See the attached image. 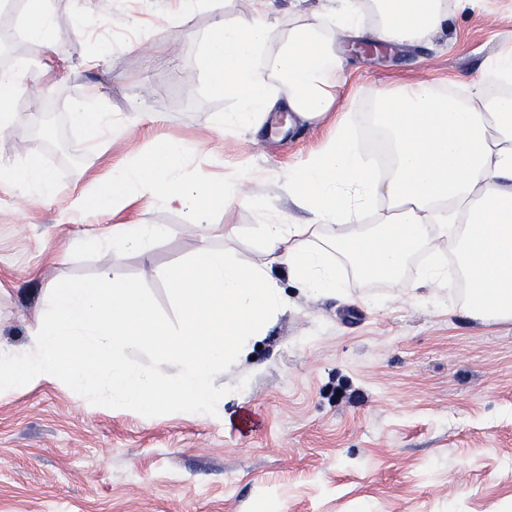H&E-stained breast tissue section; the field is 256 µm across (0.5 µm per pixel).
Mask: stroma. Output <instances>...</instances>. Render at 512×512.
Masks as SVG:
<instances>
[{
    "instance_id": "1",
    "label": "stroma",
    "mask_w": 512,
    "mask_h": 512,
    "mask_svg": "<svg viewBox=\"0 0 512 512\" xmlns=\"http://www.w3.org/2000/svg\"><path fill=\"white\" fill-rule=\"evenodd\" d=\"M59 64L41 46H0L29 68L46 69L13 104L0 135V163L39 157L55 181L52 200L34 204L0 188V344L22 346L47 281H91L100 266L139 282L156 315L175 321L166 273L201 245L188 216L143 196L135 209L69 203L111 167L144 162L156 139L192 145L190 165L218 178L246 176L245 189L267 214L216 209L234 227L229 242L244 261L259 259L257 227L282 212L296 223L283 182L331 135L336 117L289 132L269 113L255 130L218 135L235 102L213 91L198 57L218 15L250 16L249 0L169 18L173 0H50ZM512 44V0L454 14L424 43L349 61L338 109L375 134L363 86L395 89L426 80L456 86ZM100 53L102 68L86 59ZM95 98L124 119L127 134L105 140L72 123L73 100ZM135 219L170 227L150 260L110 254L93 239ZM419 275L396 281L349 278L347 297H312L286 272L288 310L269 327L254 358L215 379L232 389L224 418L201 423L180 414L147 419L128 408L87 411L63 385L0 395V512H512V325H478L448 307L447 290L409 298Z\"/></svg>"
}]
</instances>
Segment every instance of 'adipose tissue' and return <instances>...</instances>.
Returning a JSON list of instances; mask_svg holds the SVG:
<instances>
[{"instance_id": "ef3b65f1", "label": "adipose tissue", "mask_w": 512, "mask_h": 512, "mask_svg": "<svg viewBox=\"0 0 512 512\" xmlns=\"http://www.w3.org/2000/svg\"><path fill=\"white\" fill-rule=\"evenodd\" d=\"M250 2L247 21L215 20L200 48L212 88L237 102L218 122L227 133L282 108L292 124L317 122L337 109L346 66L338 38L368 34L417 45L447 26L449 8L472 11L483 0H335L334 9L297 14L274 49L270 0ZM21 27L27 41L61 54L48 0H27ZM494 77L512 81V48L468 76L460 96H438L424 81L391 92L364 87L389 157L385 174L362 157L351 126L338 120L334 135L283 184L309 222L294 224L281 214L260 225L262 259L255 263L212 246L225 230L210 216L220 207L261 210L264 202L246 193L242 179L217 182L190 168L184 144L157 141L149 162L114 171L111 185H91L72 210L99 200L122 207L142 188L190 216L205 244L167 275L176 322L160 320L140 286L117 279L107 265L90 282L47 283L27 344L0 346V394L61 381L91 408L223 419L226 391L216 376L288 306L274 270L287 271L306 293L341 295L350 275L400 277L411 256L433 252L441 237L465 283L464 291L449 290V304L483 325L512 324V95L489 94ZM0 185L36 202L55 192L51 173L34 156L19 166L1 164ZM381 202L385 212L365 224ZM170 232L157 224H115L100 241L114 253L145 257Z\"/></svg>"}]
</instances>
